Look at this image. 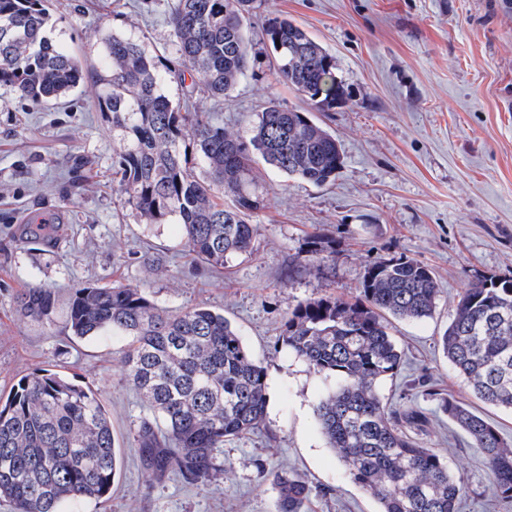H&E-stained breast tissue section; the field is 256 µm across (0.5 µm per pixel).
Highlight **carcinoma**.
Instances as JSON below:
<instances>
[{"label":"carcinoma","instance_id":"cac0c4a2","mask_svg":"<svg viewBox=\"0 0 512 512\" xmlns=\"http://www.w3.org/2000/svg\"><path fill=\"white\" fill-rule=\"evenodd\" d=\"M261 2L173 0L171 59L148 52L132 32L114 33L104 44L97 102L112 114L120 141L112 157L116 191L141 223L181 225L184 251L212 269L252 252V217L264 208L253 163L315 186L334 181L344 164L336 135L309 116L346 100L336 58L286 17L269 19L262 38L279 79L309 111L270 100L245 137L192 110L189 99L175 103L163 92L170 82H188L213 98L230 95L253 62L245 21ZM51 17L50 0H0V87L35 105L66 98L86 78L78 59L46 35ZM303 253L323 261L336 253V241L311 234ZM439 295L427 264L391 256L365 266L355 300L309 298L282 324V345L335 379L316 409L321 429L348 478L379 503V512H459L466 494L448 453L420 446L403 431L420 415L394 409L378 390L402 366L388 318H427ZM15 302L21 314L38 319L56 307L55 295L33 283ZM66 313L78 339L111 333L129 339L125 377L152 412L135 434L150 479L172 474L191 486L212 483L224 475L217 449L263 426L266 367L224 314L209 307L167 310L141 286L119 280L73 289ZM439 345L478 400L512 409V276L474 274ZM419 387L481 449L498 495L512 500V439L495 420L423 381ZM118 464L107 411L77 377L42 369L0 398V500L13 512L105 501ZM261 477L275 492L274 512H305L316 491L286 471L263 469Z\"/></svg>","mask_w":512,"mask_h":512}]
</instances>
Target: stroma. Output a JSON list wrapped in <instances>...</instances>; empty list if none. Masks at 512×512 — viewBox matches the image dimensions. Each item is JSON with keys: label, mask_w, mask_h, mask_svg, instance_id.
Segmentation results:
<instances>
[{"label": "stroma", "mask_w": 512, "mask_h": 512, "mask_svg": "<svg viewBox=\"0 0 512 512\" xmlns=\"http://www.w3.org/2000/svg\"><path fill=\"white\" fill-rule=\"evenodd\" d=\"M171 3L52 0L50 35L82 62L85 84L71 101L41 106L0 87V394L41 368L77 373L111 416L121 448L111 498L61 512H274L265 469L299 474L318 488L307 512H378L320 430L314 409L331 381L279 337L298 302L326 293L355 298L365 266L392 255L429 265L441 292L431 318L394 322L403 369L380 392L393 407L423 413L410 433L446 451L463 475L460 512H512L481 450L415 386L430 379L512 438V411L476 400L438 345L470 275L512 272V0H265L246 22L261 46L248 76L223 101L197 93L199 109L242 132L268 99L304 109L260 43L269 18H288L336 58L347 101L314 118L335 133L344 166L333 183L316 187L258 165L265 207L254 221L253 252L220 273L185 254L180 225L140 223L114 190L117 142L95 105L103 39L131 31L148 51H171ZM36 224L42 235H32ZM316 231L335 239L336 253L312 265L301 249ZM150 264L165 266L167 277L147 278ZM115 280L143 284L162 307L223 312L266 366L264 427L218 450V482L149 480L134 447L149 411L125 380L126 339L70 335L62 304L72 290ZM29 283L57 296L50 318L17 311L15 294Z\"/></svg>", "instance_id": "1"}]
</instances>
